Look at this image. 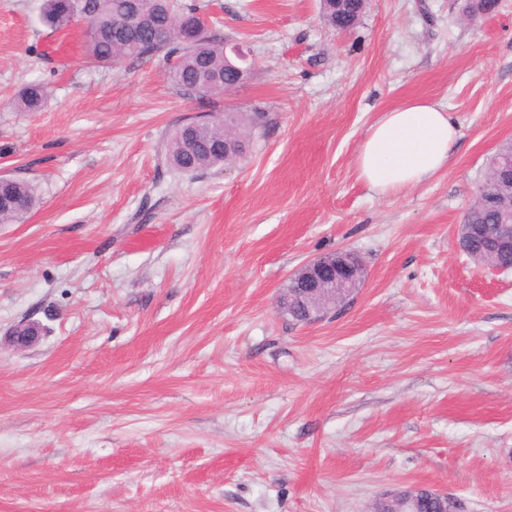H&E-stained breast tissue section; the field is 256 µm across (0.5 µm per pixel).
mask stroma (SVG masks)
<instances>
[{
	"label": "stroma",
	"mask_w": 512,
	"mask_h": 512,
	"mask_svg": "<svg viewBox=\"0 0 512 512\" xmlns=\"http://www.w3.org/2000/svg\"><path fill=\"white\" fill-rule=\"evenodd\" d=\"M196 2L254 61L201 99L0 0V171L39 194L0 224V512H367L421 485L512 512V270L455 234L512 140V0H371L345 34L320 0ZM30 83L48 102L16 111ZM420 98L458 120L452 162L376 194L359 143ZM224 112L255 118L244 160L172 170L168 132ZM341 250L367 268L348 305L283 315L288 274ZM25 319L39 342L5 344Z\"/></svg>",
	"instance_id": "1"
}]
</instances>
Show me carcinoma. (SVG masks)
Segmentation results:
<instances>
[{"label":"carcinoma","instance_id":"carcinoma-1","mask_svg":"<svg viewBox=\"0 0 512 512\" xmlns=\"http://www.w3.org/2000/svg\"><path fill=\"white\" fill-rule=\"evenodd\" d=\"M129 0H44L42 21L54 32L71 26L78 18L89 26L90 59L98 64L112 63L115 58L151 59L163 55L168 65L167 78L182 95L195 96L194 86L201 73L207 71L221 79L224 71V40L205 34L195 37V28L202 20V7L184 0H157L155 11L129 16ZM166 25V41L155 39L153 31L158 20ZM48 99L47 87L32 83L15 96L16 107L23 112L41 110ZM250 127L246 116H232L217 121L201 132V145L192 154H183V126L167 135L165 158L171 166L184 173H193L220 166L224 160V138L241 137L240 131ZM494 191V179L486 175L479 185L476 200L465 215L459 229L460 244L469 250L468 257L481 260L485 253V237L496 224L498 214L484 206V195ZM36 186L25 179L14 178L0 183V224H15L34 206ZM396 502L386 509H398ZM402 508L408 512H453L452 504L420 491L408 497Z\"/></svg>","mask_w":512,"mask_h":512}]
</instances>
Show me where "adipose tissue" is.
Wrapping results in <instances>:
<instances>
[{
	"instance_id": "obj_1",
	"label": "adipose tissue",
	"mask_w": 512,
	"mask_h": 512,
	"mask_svg": "<svg viewBox=\"0 0 512 512\" xmlns=\"http://www.w3.org/2000/svg\"><path fill=\"white\" fill-rule=\"evenodd\" d=\"M459 130L452 113L431 100L381 112L359 145L358 175L380 195H400L449 165Z\"/></svg>"
}]
</instances>
